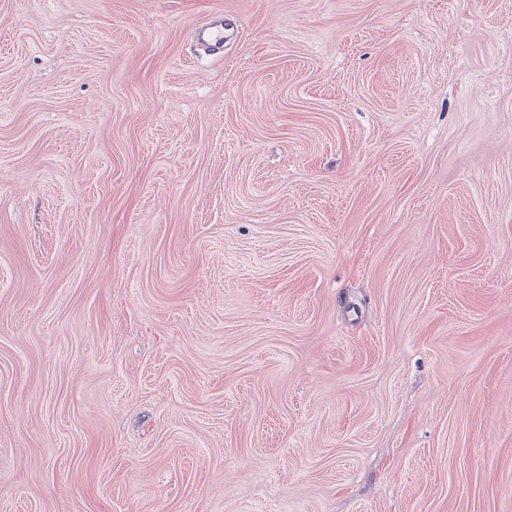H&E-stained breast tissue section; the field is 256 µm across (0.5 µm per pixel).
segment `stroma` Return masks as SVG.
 <instances>
[{"label":"stroma","instance_id":"obj_1","mask_svg":"<svg viewBox=\"0 0 512 512\" xmlns=\"http://www.w3.org/2000/svg\"><path fill=\"white\" fill-rule=\"evenodd\" d=\"M0 512H512V0H0Z\"/></svg>","mask_w":512,"mask_h":512}]
</instances>
